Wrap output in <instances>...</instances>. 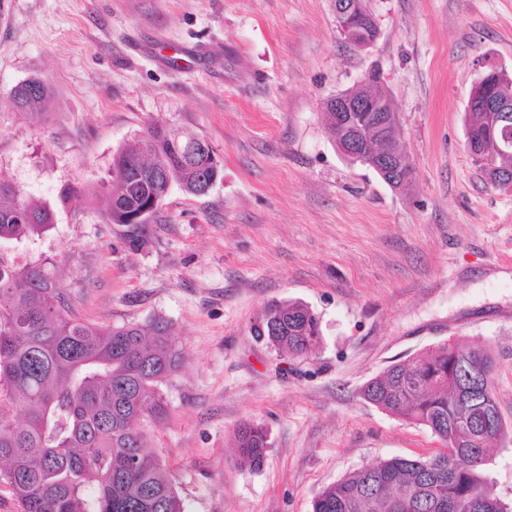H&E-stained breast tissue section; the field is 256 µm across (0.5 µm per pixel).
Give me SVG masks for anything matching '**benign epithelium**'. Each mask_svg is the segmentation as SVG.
I'll return each instance as SVG.
<instances>
[{"mask_svg":"<svg viewBox=\"0 0 512 512\" xmlns=\"http://www.w3.org/2000/svg\"><path fill=\"white\" fill-rule=\"evenodd\" d=\"M336 24L339 32L351 45L363 48L372 45L378 36V27L373 14L365 7L364 0H340L336 3ZM485 70L475 81L468 99L473 109L479 112H499L501 117L492 131L500 153L512 152V98L501 94L500 89L508 74L495 63L488 61ZM362 92H342L323 104L326 112H346L348 119L340 124L336 136V150L353 154L361 150V139L368 133L388 141L399 124L393 99L375 74L367 75L361 82ZM484 176L497 186H512V174L497 167L490 157L480 159ZM413 165L410 155L402 148L389 149L377 156L374 166L384 173L396 167Z\"/></svg>","mask_w":512,"mask_h":512,"instance_id":"7a95c632","label":"benign epithelium"}]
</instances>
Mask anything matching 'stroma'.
Returning a JSON list of instances; mask_svg holds the SVG:
<instances>
[{
  "instance_id": "1",
  "label": "stroma",
  "mask_w": 512,
  "mask_h": 512,
  "mask_svg": "<svg viewBox=\"0 0 512 512\" xmlns=\"http://www.w3.org/2000/svg\"><path fill=\"white\" fill-rule=\"evenodd\" d=\"M335 0H0V178L55 221L16 245L100 325L166 319L182 348L169 414L143 423L185 512H312L363 466L429 454L431 431L362 386L449 340L491 350L508 432L484 472L512 506V187L486 182L465 113L486 61L512 75V0H366L379 35L358 49ZM378 73L415 162L410 192L337 153L326 99ZM45 82L44 114L11 91ZM162 123L222 160L207 194L172 185L130 252L97 197L124 143ZM72 186L80 197L62 201ZM320 319L316 354L279 356L264 308ZM267 431L260 468L235 430Z\"/></svg>"
}]
</instances>
